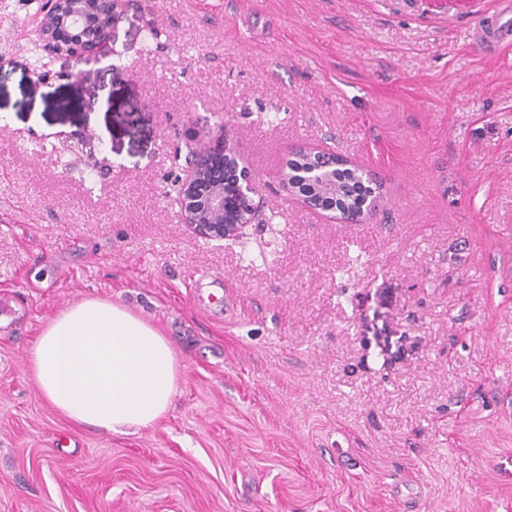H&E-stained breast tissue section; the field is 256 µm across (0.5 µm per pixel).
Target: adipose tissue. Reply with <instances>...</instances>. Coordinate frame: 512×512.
I'll use <instances>...</instances> for the list:
<instances>
[{
  "label": "adipose tissue",
  "mask_w": 512,
  "mask_h": 512,
  "mask_svg": "<svg viewBox=\"0 0 512 512\" xmlns=\"http://www.w3.org/2000/svg\"><path fill=\"white\" fill-rule=\"evenodd\" d=\"M29 370L68 420L111 435L154 427L179 388L170 340L128 307L97 298L68 306L44 327Z\"/></svg>",
  "instance_id": "ef3b65f1"
}]
</instances>
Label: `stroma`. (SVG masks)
I'll return each mask as SVG.
<instances>
[{
	"instance_id": "1",
	"label": "stroma",
	"mask_w": 512,
	"mask_h": 512,
	"mask_svg": "<svg viewBox=\"0 0 512 512\" xmlns=\"http://www.w3.org/2000/svg\"><path fill=\"white\" fill-rule=\"evenodd\" d=\"M507 2L129 0L114 54L41 82L36 0H0V512H512ZM226 130L268 223L208 243L168 192ZM300 144L379 210L290 195ZM91 297L173 344L152 429L76 426L26 368ZM290 157L302 158L307 162V165L300 162H290L289 167L292 170V179L303 190H310V181L305 173L308 166L307 174L312 176V182L315 187L312 191L307 193L298 192L297 187H294L293 182L289 177L288 164L281 173L280 183L282 187L287 189L289 193L296 194L300 197L301 201L310 209L329 211L336 209L335 205L328 206V203L323 204L324 200H335L336 206L339 208H358L363 200L364 189L360 183V175L353 174L348 169L355 170L361 174L362 178L368 185V196L360 207L359 211H341L336 210L339 214V220L347 224H360L366 216L375 213L381 202L382 198V183H377L376 178L363 168L349 162L345 157L337 154L335 151L325 150L322 148H314L310 146H299L290 152ZM336 167H341L336 168ZM336 180L331 178L327 179L322 174L335 170ZM314 177H317L315 180ZM336 191L338 192L336 194Z\"/></svg>"
}]
</instances>
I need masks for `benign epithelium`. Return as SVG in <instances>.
<instances>
[{
	"label": "benign epithelium",
	"mask_w": 512,
	"mask_h": 512,
	"mask_svg": "<svg viewBox=\"0 0 512 512\" xmlns=\"http://www.w3.org/2000/svg\"><path fill=\"white\" fill-rule=\"evenodd\" d=\"M108 8L98 9L101 0H40L32 25L39 45L48 61L42 63L37 78L50 77V63L62 59L78 65L86 55L109 47L115 40V28L126 0H106ZM224 157L228 175L224 181H209V164L213 152L203 148L191 151L190 167L186 174L172 184V200L179 209L181 222L206 241L242 240L246 229L265 222L263 208L255 202V176L241 155L229 132H224ZM294 158L307 162V174L315 177L314 188L298 193L283 169L280 183L292 194H299L310 209L329 211L326 201L336 197V180L323 174L338 167L350 168L361 174L368 185V196L358 211H338L339 220L347 224H360L375 213L382 198V183L373 175L352 164L342 155L322 148L299 146L290 152Z\"/></svg>",
	"instance_id": "obj_1"
}]
</instances>
